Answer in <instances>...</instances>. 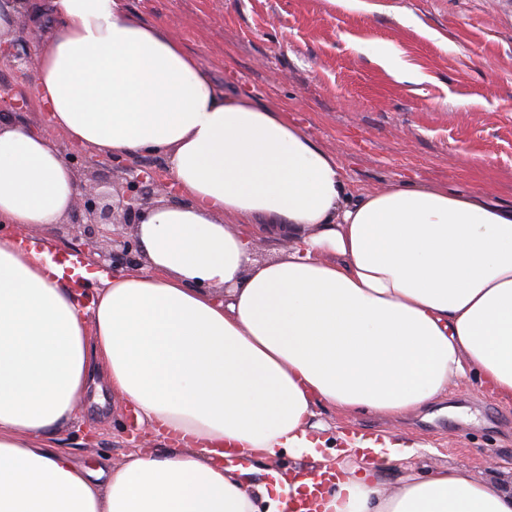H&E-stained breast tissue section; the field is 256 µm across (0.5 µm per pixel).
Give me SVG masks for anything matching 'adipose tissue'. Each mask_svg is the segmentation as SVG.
Masks as SVG:
<instances>
[{
	"label": "adipose tissue",
	"instance_id": "obj_1",
	"mask_svg": "<svg viewBox=\"0 0 512 512\" xmlns=\"http://www.w3.org/2000/svg\"><path fill=\"white\" fill-rule=\"evenodd\" d=\"M30 19L47 27L35 95L54 128L119 160L163 156L179 198L136 225L142 270H64L44 243L76 174L49 135L0 122V512H286L311 480L255 479V461L327 469L330 447L343 476L322 512H512V477L422 476L423 440L316 421L324 406L399 421L471 379L512 405V207L353 191L304 129L221 92L120 0H46ZM265 235L287 248L258 259ZM100 379L166 451L94 469L51 447ZM358 450L369 470L344 461ZM309 458L306 456H298L293 453H284L278 459L273 461H256L254 464L260 471L268 469L276 470L280 473L288 472L294 466L307 465Z\"/></svg>",
	"mask_w": 512,
	"mask_h": 512
}]
</instances>
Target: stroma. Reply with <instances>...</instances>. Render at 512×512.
<instances>
[{
  "mask_svg": "<svg viewBox=\"0 0 512 512\" xmlns=\"http://www.w3.org/2000/svg\"><path fill=\"white\" fill-rule=\"evenodd\" d=\"M163 26L230 95L282 111L341 159L358 189L408 181L467 190L512 206V0H122ZM400 50L407 73L378 58ZM33 74L0 62V95L22 101L6 118L42 128ZM331 427L372 434L402 427L429 443L415 469L488 464L512 469V408L476 382L402 424L322 410ZM77 461L118 465L159 452L133 407L88 395L50 440Z\"/></svg>",
  "mask_w": 512,
  "mask_h": 512,
  "instance_id": "35a3bbf8",
  "label": "stroma"
}]
</instances>
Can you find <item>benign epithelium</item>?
<instances>
[{
    "instance_id": "1",
    "label": "benign epithelium",
    "mask_w": 512,
    "mask_h": 512,
    "mask_svg": "<svg viewBox=\"0 0 512 512\" xmlns=\"http://www.w3.org/2000/svg\"><path fill=\"white\" fill-rule=\"evenodd\" d=\"M0 55L13 59L25 72L33 68V56L15 40L0 48ZM120 169L126 175L114 193L80 184L78 204L68 214L69 223L85 224L88 234L99 235L108 241L110 251H99V259L102 261H110L119 254H140L136 239L116 235L112 227L139 223L144 207L152 196L168 197L172 194L168 175L163 170L145 167L138 173L126 164L120 166Z\"/></svg>"
}]
</instances>
